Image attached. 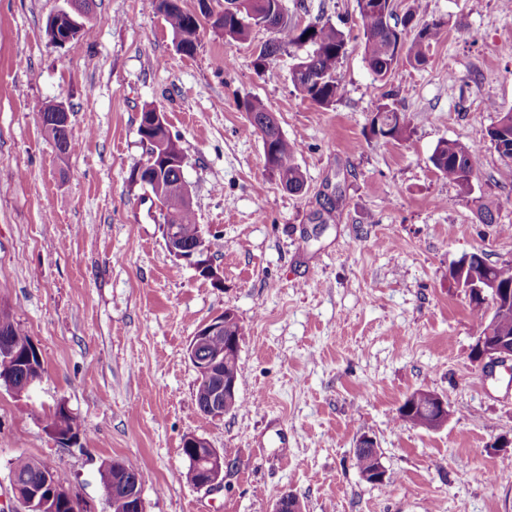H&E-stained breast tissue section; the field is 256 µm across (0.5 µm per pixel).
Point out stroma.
Listing matches in <instances>:
<instances>
[{"instance_id":"obj_1","label":"stroma","mask_w":512,"mask_h":512,"mask_svg":"<svg viewBox=\"0 0 512 512\" xmlns=\"http://www.w3.org/2000/svg\"><path fill=\"white\" fill-rule=\"evenodd\" d=\"M65 5L0 0V305L45 367L26 394L0 388V512H18L20 454L64 470L85 512H109L100 466L112 460L142 469L146 512H271L285 492L303 512H512V371L473 361L478 324L450 275L476 251L512 263V181L487 138L512 109V0H396L442 28L427 66L401 62L384 82L364 59L356 0H284L289 22L348 37L327 107L294 90L300 50L257 75L265 29L232 45L202 29L186 56L147 0H95L72 50L46 34ZM246 98L299 145L303 193L266 169ZM57 102L78 142L64 156L38 119ZM383 103L410 117L408 140L372 136ZM146 108L179 139L196 222L223 244V287L168 252L157 206L129 179L148 159ZM443 139L482 152L469 193L430 162ZM483 203L496 223H479ZM227 309L243 327L241 405L214 420L187 348ZM417 390L447 401L445 427L400 421ZM61 403L82 424L78 445L46 427ZM192 435L227 449L221 486L188 480ZM365 436L383 483L354 465Z\"/></svg>"}]
</instances>
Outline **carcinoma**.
<instances>
[{
    "label": "carcinoma",
    "instance_id": "1",
    "mask_svg": "<svg viewBox=\"0 0 512 512\" xmlns=\"http://www.w3.org/2000/svg\"><path fill=\"white\" fill-rule=\"evenodd\" d=\"M153 7L164 17L169 25L173 39L183 48V54L192 56L198 48L192 35L203 25V19L192 11H186L166 0H152ZM360 27L363 35L365 60L376 79L383 81L398 66L401 59L417 66L428 62L427 51L437 41L440 24L427 23L417 31L412 40L403 41V31L399 22H390L393 13L366 12L362 0H357ZM274 13L270 30L271 37L258 46L259 54L253 61L256 69L267 71L273 57L287 47L305 50L300 57V65L293 70V86L302 99L320 106H330L340 95L342 84L337 76L338 65L347 53V38L343 31L328 21H318L304 28L288 24L285 17L283 0H240V7L233 12H226L218 31L224 34L227 43L247 40L252 24L253 13ZM400 44L399 53L391 52L392 44ZM410 120L406 112L396 107L383 104L377 107L371 119V133L386 141H404L409 139ZM60 153L68 154L75 149L71 131L62 132L57 128L46 130ZM490 141L497 142V152L504 162L503 175L512 177V110L508 111L498 124L487 131ZM265 167L276 174L281 184L289 192H300L305 188L303 175L296 163L297 148L288 142L280 127L267 126L262 138ZM430 162L448 181L456 184L461 191L468 192L471 178L481 164L480 150L455 140L443 139L436 145ZM167 214L177 224L178 234L183 244L192 246L197 241L200 225L196 223L195 213L186 207L181 196L176 192L168 194L166 200ZM471 265L480 269L504 285H512V263L492 265L486 262L483 254H470ZM224 335L212 338L216 349L224 348V337L242 334V327L235 317L224 320ZM0 329L8 330L17 337L18 349L23 352L31 337L22 333L16 313L9 307L0 306ZM432 413V399L426 393H419L415 405L406 416L415 419V425H422L427 415ZM47 427L56 436V441L66 447L78 443L79 424L71 412L61 404L49 418ZM355 466L363 474L378 465L372 453L365 449L355 451ZM46 464L24 454L15 457L10 463V474L25 477L32 482L41 478Z\"/></svg>",
    "mask_w": 512,
    "mask_h": 512
}]
</instances>
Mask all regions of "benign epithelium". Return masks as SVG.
<instances>
[{"instance_id":"1","label":"benign epithelium","mask_w":512,"mask_h":512,"mask_svg":"<svg viewBox=\"0 0 512 512\" xmlns=\"http://www.w3.org/2000/svg\"><path fill=\"white\" fill-rule=\"evenodd\" d=\"M55 41L68 44L79 38L80 25L77 24L70 10L61 9L53 15ZM161 159L165 168H184L186 156L177 141L162 148L161 154H152L146 163L140 166L145 171L153 168L155 159ZM163 237L168 252L177 259L187 261L198 272L199 276L206 278L217 287L224 285L221 271L211 262L205 238L191 247L183 245L176 234L173 224L162 225ZM455 281L458 286L472 295L478 294L488 305L484 325L476 336L473 346L475 360L488 367L495 368L507 365L512 361V335L501 333L497 336L483 334L485 326L499 315L512 308V287L501 285L495 281L479 279L476 274L469 271L468 263L460 264L455 270ZM225 314H220L209 322L200 326L192 337L187 348V356L198 374V379L210 384V392L205 402L207 416L213 419L224 417V400L237 391V376L224 372V359L219 354H206L207 346L214 336L224 335ZM436 405L435 416L428 420L430 426L440 428L448 421V403L439 396H433ZM190 447L205 448L207 452L201 454V460L195 468L196 485L199 488H214L224 481V467L228 466V459L224 451L210 447L209 442L197 436L188 437ZM14 496L24 508V512H56L57 508L68 506L76 501L75 494L68 487L59 484L54 476V467L49 465L37 483L20 482L12 479ZM106 494L123 493L128 503V512H145L142 497V486L137 478L128 475H117L112 483L105 485ZM272 512H302L300 502L288 492L282 493L276 500Z\"/></svg>"}]
</instances>
